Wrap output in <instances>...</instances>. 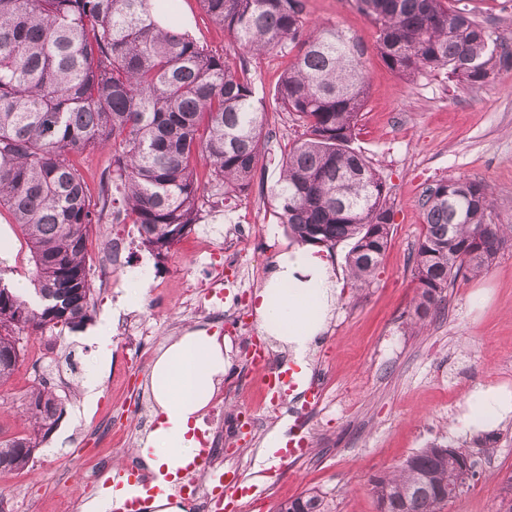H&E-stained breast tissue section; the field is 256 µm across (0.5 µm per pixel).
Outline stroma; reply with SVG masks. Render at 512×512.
<instances>
[{
    "mask_svg": "<svg viewBox=\"0 0 512 512\" xmlns=\"http://www.w3.org/2000/svg\"><path fill=\"white\" fill-rule=\"evenodd\" d=\"M170 21L189 27L201 43L231 63H246L256 98L267 109L270 138L262 147L257 176L246 193L205 203L192 235H204L224 251V324H203L191 314L182 291L209 280L206 263L191 259L181 246L159 257L133 240L128 262L139 265L145 294L167 299L145 314L148 336H112V362L100 367L91 341L102 318L119 309L114 289L98 276L109 242L124 237L121 224L95 225L86 258L96 309L74 331L45 329L25 349L11 379L0 386V427L10 435L29 434L21 404L30 389L32 345L51 360L47 374L61 402L57 426L36 452L24 479L0 474V491L12 512H53L56 501L100 499L102 485L86 489L99 471L95 460L100 438L113 417L145 398L154 406L151 370L157 355L186 331L208 327L224 339L229 365L221 386L222 409L208 408L204 429L221 435L224 463L238 467L253 489L236 512H275L278 503L307 492L321 496L325 512H379L372 480L391 473L419 449L433 444L465 448L478 476L442 512H495L503 482L512 476V415L494 427L496 447L485 453L478 433L462 430L458 419L467 395L477 388L512 392V246L480 274L458 278L440 312L422 331L409 323L416 293L413 252L423 232L419 200L441 179L476 180L487 185L491 220L512 225V60L505 61L481 84L448 81L424 73L405 80L388 69L373 47L376 30L354 0H305L307 25H328L361 36L368 51L364 71L368 95L353 143L377 170L388 191L393 218L390 239L372 282L352 286L346 268L349 243L334 250L317 249L334 273L337 300L324 329L299 366L287 346L259 341L254 294L279 255L292 241L273 213L270 190L279 178L278 162L302 127L273 101L275 84L292 61L280 52L243 55L228 30L211 22L198 0H173ZM472 17L495 37L512 36V0H465ZM0 229L9 248L0 253V283L31 282L28 247L11 215L0 209ZM262 342L268 358L300 373L298 389L286 404L275 406L258 384L244 381L253 371L245 347ZM325 384L323 400L306 414L301 427L305 455L281 461L270 455V438H286L301 392L312 378ZM99 397L84 410L87 381Z\"/></svg>",
    "mask_w": 512,
    "mask_h": 512,
    "instance_id": "stroma-1",
    "label": "stroma"
}]
</instances>
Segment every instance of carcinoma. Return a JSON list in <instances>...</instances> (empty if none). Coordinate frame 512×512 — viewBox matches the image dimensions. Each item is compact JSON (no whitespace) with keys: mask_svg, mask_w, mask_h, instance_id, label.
Segmentation results:
<instances>
[{"mask_svg":"<svg viewBox=\"0 0 512 512\" xmlns=\"http://www.w3.org/2000/svg\"><path fill=\"white\" fill-rule=\"evenodd\" d=\"M243 53L298 49L274 100L304 128L280 161L271 202L296 242L332 250L352 242L350 277L370 283L385 252L392 209L379 174L351 148L368 93L362 39L308 27L305 0H198ZM376 28L383 62L411 80L442 72L472 85L512 57L461 0H355ZM266 111L246 65L230 64L185 31L161 23L149 0H0V208L20 227L33 263L36 300L0 287V383L14 372L20 335L76 329L95 310L86 266L89 232L117 215L138 226L156 254L198 223L204 191L250 190ZM112 143L92 199L71 157ZM208 167L199 183L195 169ZM424 231L414 275L411 323L424 327L462 273L482 272L512 239L491 221L481 182L440 180L421 198ZM24 405L25 436L0 440V471L25 469L60 403L45 384ZM461 448L431 445L374 480L379 512H440L476 477ZM276 512H324L313 493Z\"/></svg>","mask_w":512,"mask_h":512,"instance_id":"obj_1","label":"carcinoma"}]
</instances>
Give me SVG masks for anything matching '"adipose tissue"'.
I'll return each instance as SVG.
<instances>
[{
    "label": "adipose tissue",
    "mask_w": 512,
    "mask_h": 512,
    "mask_svg": "<svg viewBox=\"0 0 512 512\" xmlns=\"http://www.w3.org/2000/svg\"><path fill=\"white\" fill-rule=\"evenodd\" d=\"M261 329L303 354L322 331L335 296L327 265L298 247L282 253L258 292ZM224 345L207 330L186 332L160 354L152 369L158 423L142 440L157 478L176 474L197 450L195 432L224 373ZM512 407L498 390L473 391L460 419L463 428L494 425Z\"/></svg>",
    "instance_id": "ef3b65f1"
}]
</instances>
